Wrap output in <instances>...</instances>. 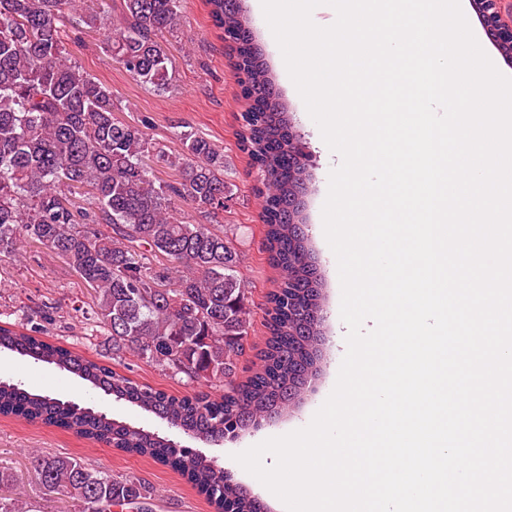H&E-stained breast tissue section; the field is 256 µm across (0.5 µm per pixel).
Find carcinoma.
<instances>
[{"label": "carcinoma", "instance_id": "cac0c4a2", "mask_svg": "<svg viewBox=\"0 0 512 512\" xmlns=\"http://www.w3.org/2000/svg\"><path fill=\"white\" fill-rule=\"evenodd\" d=\"M230 44L232 68L249 101L240 138L265 186L262 217L269 263L279 288L269 296L270 337L260 364L234 384L236 358L251 327L241 252L234 233L177 215L184 203L214 217L231 196L224 153L208 139L180 133L181 151L152 146L149 125L114 115L112 91L73 62L64 21L102 29L104 9L82 0H0V261L27 239L64 260L94 291L95 323L112 342V357L131 352L187 382H227L221 395L177 396L140 385L111 365L41 338L43 329L0 326L7 349L74 374L107 395L153 413L195 439L210 442L268 416L286 415L316 368L324 322L322 283L295 223L308 169L291 143L286 104L238 0H206ZM179 0H122L106 52L136 80L169 85L171 60L161 38L180 25ZM175 172L153 177L152 166ZM0 414L53 424L179 471L217 512H262L215 461L159 435L118 422L95 407L30 391L0 379ZM40 485L64 492L84 512H112L148 498L67 456H32Z\"/></svg>", "mask_w": 512, "mask_h": 512}]
</instances>
